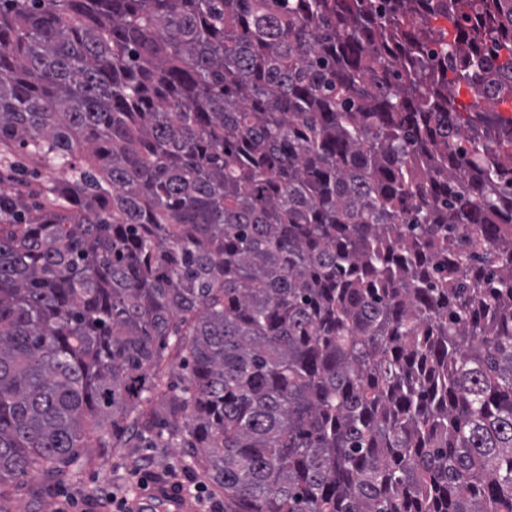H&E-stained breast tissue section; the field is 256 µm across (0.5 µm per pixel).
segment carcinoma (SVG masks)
Here are the masks:
<instances>
[{"label":"carcinoma","mask_w":512,"mask_h":512,"mask_svg":"<svg viewBox=\"0 0 512 512\" xmlns=\"http://www.w3.org/2000/svg\"><path fill=\"white\" fill-rule=\"evenodd\" d=\"M463 86L512 105V0H0V153L71 171L0 191V499L150 434L224 512H512V117Z\"/></svg>","instance_id":"1"}]
</instances>
